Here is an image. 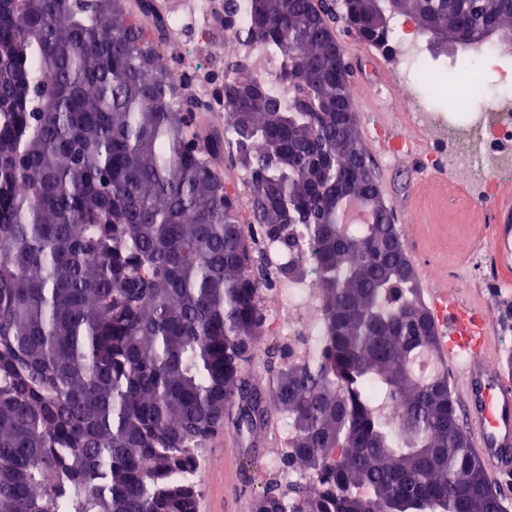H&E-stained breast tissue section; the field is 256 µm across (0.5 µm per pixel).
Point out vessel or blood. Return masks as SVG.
<instances>
[{
  "instance_id": "b4317fda",
  "label": "vessel or blood",
  "mask_w": 512,
  "mask_h": 512,
  "mask_svg": "<svg viewBox=\"0 0 512 512\" xmlns=\"http://www.w3.org/2000/svg\"><path fill=\"white\" fill-rule=\"evenodd\" d=\"M485 237L493 256L491 273L512 279V190L502 189L490 215ZM431 315L435 322H449L452 337H439L438 353L456 367L457 391L463 428L485 459L489 475H512V378L493 365L497 350L488 320L473 316L456 302L451 285L431 291Z\"/></svg>"
}]
</instances>
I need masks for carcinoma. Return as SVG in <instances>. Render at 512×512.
<instances>
[{"label": "carcinoma", "instance_id": "1", "mask_svg": "<svg viewBox=\"0 0 512 512\" xmlns=\"http://www.w3.org/2000/svg\"><path fill=\"white\" fill-rule=\"evenodd\" d=\"M247 41L283 59L280 97L235 55L218 101L250 175V209L314 276L326 335L275 375L241 362L264 337V270L213 159L218 130L165 62L155 0H0V512H198L215 434L287 422L289 492L253 512H504L462 429L415 274L391 243L336 64L326 0H247ZM357 38L416 20L455 50L512 46V0H344ZM371 223L342 228L346 202ZM397 405L393 420L388 408Z\"/></svg>", "mask_w": 512, "mask_h": 512}]
</instances>
